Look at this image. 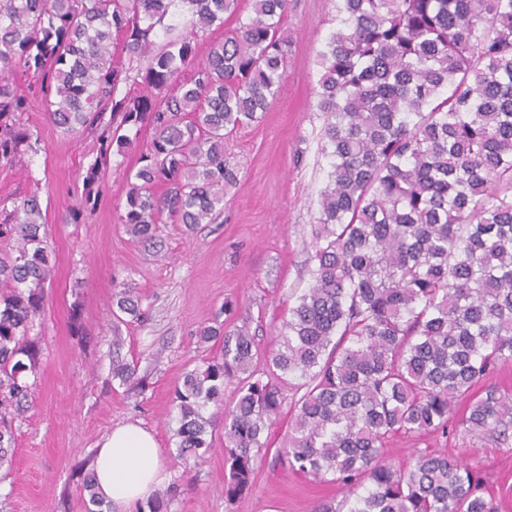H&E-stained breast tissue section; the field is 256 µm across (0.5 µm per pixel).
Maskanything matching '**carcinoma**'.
<instances>
[{
  "label": "carcinoma",
  "instance_id": "carcinoma-1",
  "mask_svg": "<svg viewBox=\"0 0 512 512\" xmlns=\"http://www.w3.org/2000/svg\"><path fill=\"white\" fill-rule=\"evenodd\" d=\"M250 6L243 18L240 0H0V165L40 151L13 82L32 75L49 122L96 129L102 162L130 144L121 129L154 128L121 215L152 256L159 225L214 223L237 178L224 139L267 110L290 49L288 0ZM174 8L181 31L159 44ZM226 16L236 26L195 64ZM318 64L329 171L311 283L270 351L245 327L200 331L221 354L173 388L175 459L201 461L224 429V497H241L288 399L277 453L345 493L314 512H499L479 466L426 448L395 467L384 451L397 434L512 441V394L490 383L512 364V0H336ZM101 193L95 164L73 217ZM0 212L14 243L0 259L2 467L39 366L51 267L39 198ZM112 305L117 319L142 315L124 285ZM177 494L174 483L139 512Z\"/></svg>",
  "mask_w": 512,
  "mask_h": 512
}]
</instances>
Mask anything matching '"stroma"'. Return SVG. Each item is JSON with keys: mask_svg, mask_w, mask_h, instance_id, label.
I'll return each mask as SVG.
<instances>
[{"mask_svg": "<svg viewBox=\"0 0 512 512\" xmlns=\"http://www.w3.org/2000/svg\"><path fill=\"white\" fill-rule=\"evenodd\" d=\"M285 27L292 45L279 93L226 148L237 182L224 195L223 214L189 234L166 225L158 259L120 222L126 173L151 140L152 127L143 126L124 154L101 168L106 192L73 221L98 153L96 136L88 130L63 134L46 120L31 77L16 75L29 101L24 119L41 150L25 166H0V202L9 207L38 196L53 275L36 386L15 423L13 465L0 469V512H88L82 484L96 445L127 423L153 433L164 450L165 481L180 488L168 512H313L323 500L342 499L338 486L310 481L276 458L288 434L286 409L269 426L270 450L258 457L251 489L234 502L224 498L223 433L215 434L211 452L191 471L174 466L168 455L177 427L171 392L184 372L219 352L200 343V329L218 320L228 330L244 326L261 347L273 348L292 292L310 281L311 226L327 175L315 95L317 53L336 28L334 0H288ZM122 282L139 294L146 318L114 323L112 293ZM116 357L136 362L130 382L113 379ZM418 447L478 465L500 512H512V452L459 432L418 441L398 435L387 455L406 465Z\"/></svg>", "mask_w": 512, "mask_h": 512, "instance_id": "stroma-1", "label": "stroma"}]
</instances>
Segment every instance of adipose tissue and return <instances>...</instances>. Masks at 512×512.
I'll use <instances>...</instances> for the list:
<instances>
[{
	"label": "adipose tissue",
	"mask_w": 512,
	"mask_h": 512,
	"mask_svg": "<svg viewBox=\"0 0 512 512\" xmlns=\"http://www.w3.org/2000/svg\"><path fill=\"white\" fill-rule=\"evenodd\" d=\"M95 477L104 503L127 507L149 500L164 479L155 436L134 424L113 429L97 445Z\"/></svg>",
	"instance_id": "obj_1"
}]
</instances>
